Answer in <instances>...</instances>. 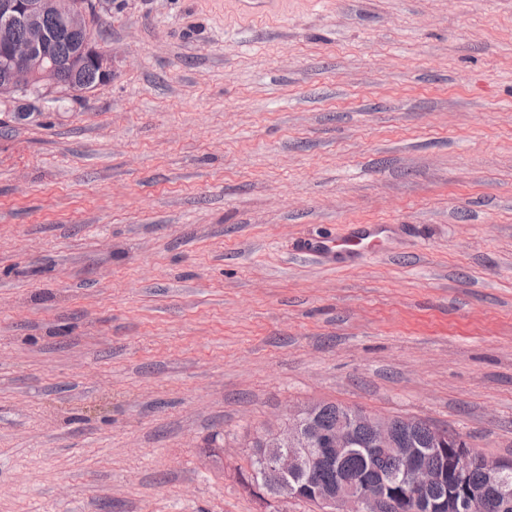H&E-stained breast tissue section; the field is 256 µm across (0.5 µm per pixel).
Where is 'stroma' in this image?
Wrapping results in <instances>:
<instances>
[{
    "label": "stroma",
    "mask_w": 512,
    "mask_h": 512,
    "mask_svg": "<svg viewBox=\"0 0 512 512\" xmlns=\"http://www.w3.org/2000/svg\"><path fill=\"white\" fill-rule=\"evenodd\" d=\"M93 29L92 95L0 112V512H319L240 477L319 401L512 458V0ZM390 224H363L342 238H322L310 243L308 250L318 256L336 260L370 253L386 239Z\"/></svg>",
    "instance_id": "stroma-1"
}]
</instances>
